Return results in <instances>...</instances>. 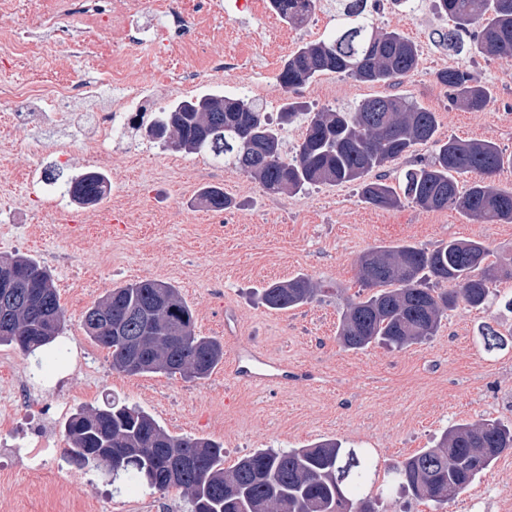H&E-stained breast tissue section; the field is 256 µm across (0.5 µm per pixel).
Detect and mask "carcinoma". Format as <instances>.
Wrapping results in <instances>:
<instances>
[{
	"label": "carcinoma",
	"mask_w": 512,
	"mask_h": 512,
	"mask_svg": "<svg viewBox=\"0 0 512 512\" xmlns=\"http://www.w3.org/2000/svg\"><path fill=\"white\" fill-rule=\"evenodd\" d=\"M282 19L306 22L315 0H270ZM341 22L323 40L303 43L286 61L279 82L289 93L325 72L359 81L395 85L419 65L417 45L395 30L378 26L366 13L367 0H336ZM453 27L437 33L436 43L452 52H471L512 63V0H434ZM451 102L471 112L485 110L491 90L466 67L436 74ZM305 132L292 157L283 154L282 130L298 118ZM153 125L166 128L165 145L185 154L209 153L257 179L269 192L296 193L313 185L355 183L362 202L393 209L401 199L426 210L456 209L476 219L512 223V191L487 182L505 158L488 140H441L435 113L398 96L366 100L352 111L314 110L288 99L272 125L263 104L245 95L210 93L162 109ZM416 145L432 147L431 159L405 173L403 193L381 177L366 176L407 155ZM477 173L482 179L462 191L457 177ZM108 177L88 171L68 181L67 193L80 204L99 202ZM215 210L233 200L217 187L202 192ZM489 247L476 240H450L433 250L411 243L376 246L357 263V280L367 296L346 303L336 340L347 350L375 342L403 348L435 335L447 312L464 303L484 306L502 275L512 272L488 262ZM12 270L19 277L0 288V344H13L36 362L64 357L56 343L64 313L48 269L25 255L0 260V278ZM450 288H429L427 282ZM321 288L307 276L275 282L263 290L275 310L311 302ZM87 336L109 351L112 368L130 375L178 374L203 380L224 358V345L195 332L192 309L174 286L154 280L128 283L109 291L87 309ZM64 430L68 463L105 467L151 494L172 487L182 491L190 512H360L363 505L380 512L393 496L425 499L442 506L455 498L504 452L512 450V428L495 420L461 422L427 448L387 470L380 492L377 469L359 448L335 439L305 448H266L224 468V448L203 437H176L143 410L116 399L78 410Z\"/></svg>",
	"instance_id": "cac0c4a2"
}]
</instances>
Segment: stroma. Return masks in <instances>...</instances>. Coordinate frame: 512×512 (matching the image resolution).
<instances>
[{"label": "stroma", "mask_w": 512, "mask_h": 512, "mask_svg": "<svg viewBox=\"0 0 512 512\" xmlns=\"http://www.w3.org/2000/svg\"><path fill=\"white\" fill-rule=\"evenodd\" d=\"M207 10L190 52L171 55L153 41L162 25L148 13L129 24L130 41L114 47L104 33L91 34L76 16L56 30L40 27L56 0H0V88L36 80L65 82L73 120L58 125L32 116L25 125L0 107V256H29L52 273L64 311V359L34 364L16 347L0 345V399L20 387L31 400L14 418V434L0 441V512H187L181 489L151 495L129 486L113 494L93 468L64 459L65 419L81 407L109 398L149 413L177 437H204L224 447V464L262 448H300L335 438L370 451L379 472L431 447L453 424L482 419L512 423V346L494 353L479 341L481 325L512 333V277L497 282V298L474 309L459 305L435 336L402 349L374 344L347 350L336 340L341 313L360 286L359 257L370 248L408 242L433 249L449 240L484 242L492 258H512V224L473 219L457 210L431 211L411 202L380 209L361 202L356 185L309 187L272 194L235 166L206 163L149 139L144 130L107 143L110 189L97 204L79 205L65 192L71 177L94 169V112L127 97L134 112L152 119L177 101L209 93L241 95L258 84L266 112L278 115L288 96L278 75L284 60L304 42L336 26V0H317L308 21L296 27L274 13L231 12L232 0ZM413 13L396 6L367 9L379 26L417 44V70L395 86L361 82L327 72L293 98L316 107L352 109L362 101L397 95L435 112L441 139L494 142L512 157V67L469 52L438 46L435 32L447 16L431 0ZM30 42L18 47L17 34ZM253 38L256 48L234 73L214 72L211 56L236 50ZM136 73L138 85L112 82V61ZM463 65L488 83L494 102L470 112L451 104L437 84L438 71ZM95 83L96 94L83 91ZM69 143L64 165L54 157ZM214 185L236 202L215 210L201 199ZM133 201L122 223L108 220L113 200ZM305 275L323 291L311 303L288 310L265 306L270 282ZM150 279L171 284L195 315L196 332L220 339L224 360L204 380L180 375H126L112 368L107 350L84 332L85 311L112 288ZM252 349L278 362L283 381L243 384L231 365ZM512 496V453L503 454L456 498L435 508L428 501L394 498L385 512H502Z\"/></svg>", "instance_id": "obj_1"}]
</instances>
